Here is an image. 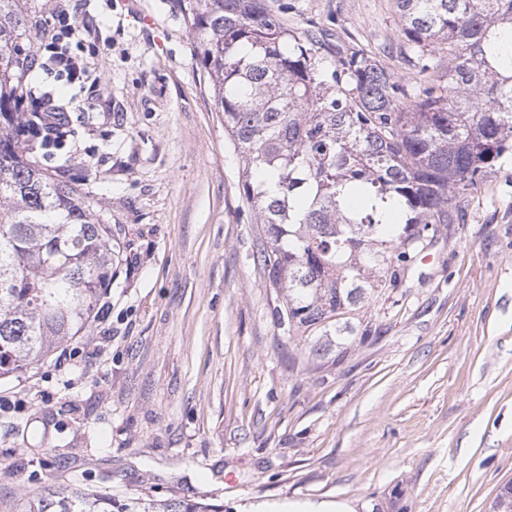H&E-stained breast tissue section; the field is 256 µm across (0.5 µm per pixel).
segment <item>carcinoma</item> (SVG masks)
Here are the masks:
<instances>
[{"label": "carcinoma", "instance_id": "carcinoma-1", "mask_svg": "<svg viewBox=\"0 0 512 512\" xmlns=\"http://www.w3.org/2000/svg\"><path fill=\"white\" fill-rule=\"evenodd\" d=\"M414 93L376 54L297 34L265 0L184 10L256 216L255 264L288 335L348 340L512 153V0H396ZM37 0H0V379L83 332L112 285V226L63 171L40 165L47 115L18 109ZM448 45V63L436 49ZM397 201L400 218L385 210ZM27 512H221L182 497L119 500L47 488Z\"/></svg>", "mask_w": 512, "mask_h": 512}]
</instances>
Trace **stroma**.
Returning <instances> with one entry per match:
<instances>
[{
    "instance_id": "35a3bbf8",
    "label": "stroma",
    "mask_w": 512,
    "mask_h": 512,
    "mask_svg": "<svg viewBox=\"0 0 512 512\" xmlns=\"http://www.w3.org/2000/svg\"><path fill=\"white\" fill-rule=\"evenodd\" d=\"M265 3L418 83L395 0ZM82 16L96 83L35 80L84 119L44 163L69 162L112 226L110 313L0 379V512L71 484L224 512H492L512 485V155L318 355L279 326L254 263L242 160L181 0H87ZM95 336L106 353L64 360Z\"/></svg>"
}]
</instances>
